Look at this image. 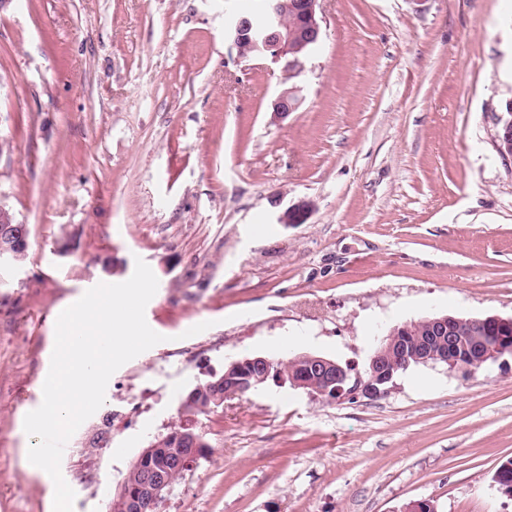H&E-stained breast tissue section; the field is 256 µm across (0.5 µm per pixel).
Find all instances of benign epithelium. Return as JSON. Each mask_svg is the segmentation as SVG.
<instances>
[{
    "label": "benign epithelium",
    "instance_id": "7a95c632",
    "mask_svg": "<svg viewBox=\"0 0 512 512\" xmlns=\"http://www.w3.org/2000/svg\"><path fill=\"white\" fill-rule=\"evenodd\" d=\"M320 2L321 0H266L262 24H256L248 16L234 18L231 27L233 46L237 48L241 43L248 42L253 46L254 56L282 65L283 71L289 77L301 75L306 64V57L302 53L308 45L318 42L322 36ZM289 10L298 16L297 23L291 27L284 19ZM299 91V87L293 86L281 92L273 103L274 115L282 117L295 111L301 102ZM310 209V203L302 200L285 209L278 216V223L302 224L307 220ZM425 323L429 327L430 336L423 338V343L414 351L401 344L399 333L409 330L407 326L393 328L376 340L374 353L369 361L371 379L367 382L360 381L349 388V368L335 360L309 353L296 356V361L307 363L306 371L288 377L281 374L277 382H288L290 386L303 389L326 401L347 396L375 400L389 392L384 383L393 381L396 375L413 362L419 365H446L450 372L470 376L489 362H496L506 356L512 357V344H507L496 336L483 338L484 350L479 356L462 354L466 338L458 334V318L438 316L426 319ZM247 364L253 371V382L242 389L224 384V399L241 396L267 383L272 361L264 356L231 362L228 372L224 373V379H230L234 370ZM222 400L215 399V404H221ZM175 435L182 443L177 468L184 469L198 456V439L191 431H177ZM157 451L155 442L143 449L139 462L133 468V480L124 481L112 499L114 512H157L158 504L173 485L172 479L165 472L141 465L142 461Z\"/></svg>",
    "mask_w": 512,
    "mask_h": 512
}]
</instances>
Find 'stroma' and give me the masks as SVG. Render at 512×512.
Instances as JSON below:
<instances>
[{
    "instance_id": "35a3bbf8",
    "label": "stroma",
    "mask_w": 512,
    "mask_h": 512,
    "mask_svg": "<svg viewBox=\"0 0 512 512\" xmlns=\"http://www.w3.org/2000/svg\"><path fill=\"white\" fill-rule=\"evenodd\" d=\"M260 6H0V205L30 242L0 270V512H51L22 422L42 401L57 316L139 258L164 340L111 376L69 439L73 512H109L142 449L185 422L208 447L158 512H512L493 480L512 458V358L468 377L413 367L377 400L270 381L180 413L247 356L313 352L361 371L374 335L407 322L512 316V160L497 147L512 0H322L301 104L279 119L292 83L229 37ZM301 200L307 221L278 223ZM101 427L109 445L89 447ZM192 390L185 396V398L183 399V401L180 405V412L182 415L189 417V416L207 414V413L214 412L212 410V408L216 407V405H219L216 407L217 409L223 407V404H221L222 403L221 399H219V398L215 399L214 400L215 403H214L213 401H210L209 396L206 393L200 394L198 396V398H196V399H191L190 396H191Z\"/></svg>"
}]
</instances>
